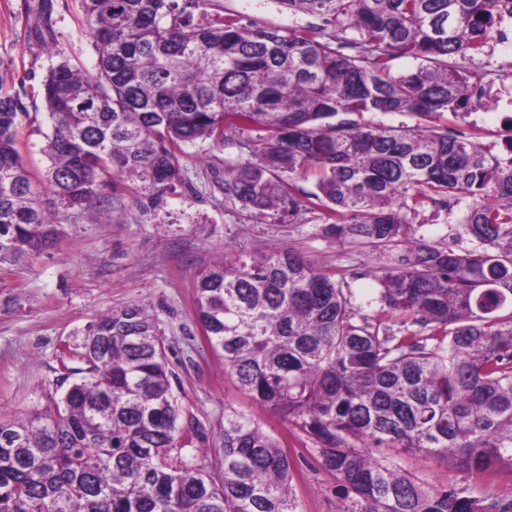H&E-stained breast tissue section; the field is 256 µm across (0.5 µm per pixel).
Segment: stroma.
<instances>
[{
	"label": "stroma",
	"mask_w": 512,
	"mask_h": 512,
	"mask_svg": "<svg viewBox=\"0 0 512 512\" xmlns=\"http://www.w3.org/2000/svg\"><path fill=\"white\" fill-rule=\"evenodd\" d=\"M38 0H0V83L19 95L29 116L18 129L19 148L34 177L47 166L42 151L50 130L41 82L58 57L93 68L96 54L82 0H52L48 25L57 55L33 32ZM209 17L235 13L269 25H303L278 0H208ZM238 151L200 142L184 148L186 184L153 203L127 180L116 181L111 221L68 220L54 245L15 262L0 263V419L24 416L55 389L60 347L113 309L138 304L155 314L169 345L173 389L202 426L194 443L198 463H209L220 445L224 410L257 414L267 431L287 426L257 411L203 338L196 318V275L224 253L259 255L272 245L292 249L317 266L352 274L357 298H371V280L357 271L382 264L369 249L324 235L322 222L271 218L224 201V168ZM293 485L301 512H343L335 477L318 452L298 446ZM400 463L436 485H466L468 475L435 458L403 453ZM471 484V483H470Z\"/></svg>",
	"instance_id": "obj_1"
}]
</instances>
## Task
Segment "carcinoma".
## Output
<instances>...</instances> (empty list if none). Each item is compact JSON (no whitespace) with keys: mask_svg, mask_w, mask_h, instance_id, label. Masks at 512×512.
<instances>
[{"mask_svg":"<svg viewBox=\"0 0 512 512\" xmlns=\"http://www.w3.org/2000/svg\"><path fill=\"white\" fill-rule=\"evenodd\" d=\"M320 26H267L207 0H83L97 63L43 80L44 181L18 146L29 116L0 87V263L53 245L68 218L112 212L114 173L153 200L184 184L182 147L232 144L224 199L324 221L388 257L357 277L293 251L219 261L197 275L204 338L239 389L317 449L344 512H512L469 486H430L370 448L425 452L482 482L512 472V160L439 124L468 108L449 63L486 52L512 0H281ZM411 58L398 72L394 61ZM403 113L413 126L364 114ZM314 189L296 195L295 179ZM462 213L446 242L408 216ZM60 360L64 391L0 420V512H300L288 437L224 409L210 465L182 453L157 316L137 304L90 325Z\"/></svg>","mask_w":512,"mask_h":512,"instance_id":"1","label":"carcinoma"}]
</instances>
